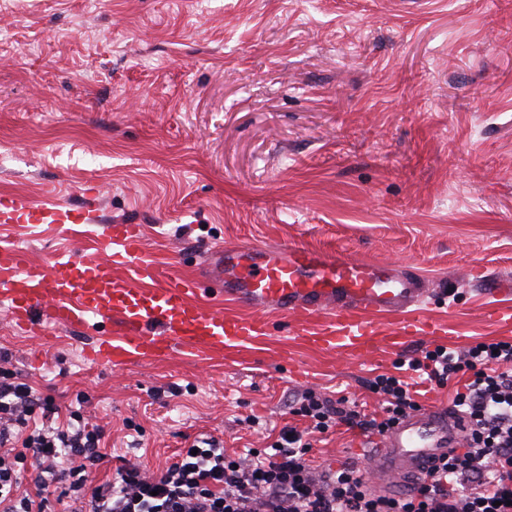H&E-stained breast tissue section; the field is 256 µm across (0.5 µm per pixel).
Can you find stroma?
<instances>
[{"mask_svg":"<svg viewBox=\"0 0 512 512\" xmlns=\"http://www.w3.org/2000/svg\"><path fill=\"white\" fill-rule=\"evenodd\" d=\"M91 185L177 273L218 241L397 262L452 289L429 307L448 347L500 340L480 293L512 274V0H7L0 192L78 205ZM10 232L40 261L89 244ZM4 306L9 369L103 427L98 483L128 460L159 471L200 433L266 450L301 426L288 404L306 388L373 413L368 380L430 347L117 371L84 356L99 327L24 333ZM370 442L342 425L312 454L360 466Z\"/></svg>","mask_w":512,"mask_h":512,"instance_id":"obj_1","label":"stroma"}]
</instances>
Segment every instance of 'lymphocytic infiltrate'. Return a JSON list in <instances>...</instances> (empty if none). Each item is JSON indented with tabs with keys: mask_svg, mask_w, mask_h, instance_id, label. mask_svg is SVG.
Masks as SVG:
<instances>
[{
	"mask_svg": "<svg viewBox=\"0 0 512 512\" xmlns=\"http://www.w3.org/2000/svg\"><path fill=\"white\" fill-rule=\"evenodd\" d=\"M408 368L438 387L467 377L453 400L466 421V450L398 495L376 493L350 464L317 470L311 451L317 436L338 425L381 436L420 410L412 384L399 375L370 383L380 415H361L347 398L309 389L290 408L304 428L280 433L271 453L254 449L238 462L203 433L160 472L128 463L96 485L90 475L106 459L102 429L79 412L55 421L51 397L1 368L0 512H56L60 504L67 512H512V341L460 352L438 346ZM26 483L35 494L23 492Z\"/></svg>",
	"mask_w": 512,
	"mask_h": 512,
	"instance_id": "obj_1",
	"label": "lymphocytic infiltrate"
}]
</instances>
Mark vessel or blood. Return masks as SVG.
<instances>
[{"instance_id":"1","label":"vessel or blood","mask_w":512,"mask_h":512,"mask_svg":"<svg viewBox=\"0 0 512 512\" xmlns=\"http://www.w3.org/2000/svg\"><path fill=\"white\" fill-rule=\"evenodd\" d=\"M74 206L53 196L0 194V226L29 224L46 233L82 227L96 254L35 260L16 239L0 235V299L15 330L88 325L110 329L86 351L97 366L128 367L180 355L236 362L272 338L350 360L398 351L419 340L448 338L447 317L428 311L433 294L423 276L374 260H349L298 244H215L205 277L178 276L144 252L139 225L98 219L99 197L87 189ZM214 283L226 299L251 309L244 317L206 309L200 298ZM488 320L512 332V278L485 289ZM277 312L285 326L258 317ZM465 424L447 408L426 406L374 441L365 462L374 487L416 478L456 452Z\"/></svg>"}]
</instances>
